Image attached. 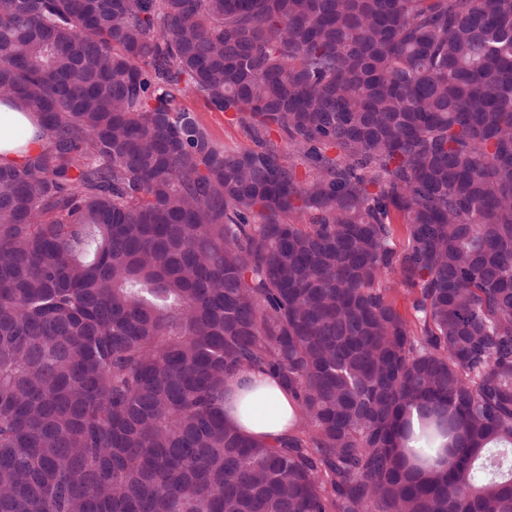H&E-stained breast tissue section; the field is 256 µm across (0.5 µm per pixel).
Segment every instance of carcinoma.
Instances as JSON below:
<instances>
[{
	"mask_svg": "<svg viewBox=\"0 0 512 512\" xmlns=\"http://www.w3.org/2000/svg\"><path fill=\"white\" fill-rule=\"evenodd\" d=\"M1 100L0 512H512V0H0ZM180 103L192 110L198 121L209 131L213 138L224 143L225 146L235 148L252 145L243 128L231 120V114L214 111L192 96L180 99ZM46 145L37 114L0 103V162L23 163ZM294 405L292 394L277 378L247 370L224 390V421L248 435L274 441L291 432Z\"/></svg>",
	"mask_w": 512,
	"mask_h": 512,
	"instance_id": "cac0c4a2",
	"label": "carcinoma"
}]
</instances>
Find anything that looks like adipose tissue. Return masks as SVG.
<instances>
[{
	"label": "adipose tissue",
	"mask_w": 512,
	"mask_h": 512,
	"mask_svg": "<svg viewBox=\"0 0 512 512\" xmlns=\"http://www.w3.org/2000/svg\"><path fill=\"white\" fill-rule=\"evenodd\" d=\"M47 144L41 119L0 104V162L20 164ZM295 401L277 378L247 370L224 390V420L244 433L273 441L291 432Z\"/></svg>",
	"instance_id": "obj_1"
}]
</instances>
